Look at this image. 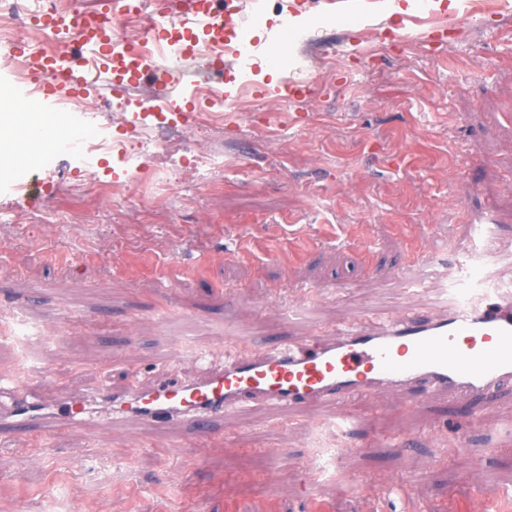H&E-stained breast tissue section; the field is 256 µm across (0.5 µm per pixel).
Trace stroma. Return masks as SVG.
<instances>
[{
    "instance_id": "1",
    "label": "stroma",
    "mask_w": 512,
    "mask_h": 512,
    "mask_svg": "<svg viewBox=\"0 0 512 512\" xmlns=\"http://www.w3.org/2000/svg\"><path fill=\"white\" fill-rule=\"evenodd\" d=\"M413 15L465 23L423 42L382 0H349L292 41L302 100L238 66L182 60L145 140L185 133L187 90L230 93L223 132L182 152L189 174L139 168L122 128L92 125L109 151L84 179V147H58L57 119L88 118L55 97L0 109V378L59 401L97 385L174 383L249 344L335 335L361 314L428 316L466 299L474 265L512 289V0H432ZM29 112L46 121L28 124ZM89 123V122H88ZM218 166L195 169L199 152ZM494 215L495 235L480 223ZM174 272L160 285L158 268ZM361 451L320 470L339 441L319 406L286 416L249 403L206 437L135 419L67 428L45 445L0 429V512H512V387L493 402L395 392L340 402ZM410 481L406 500L385 487Z\"/></svg>"
}]
</instances>
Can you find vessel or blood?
<instances>
[{
    "label": "vessel or blood",
    "mask_w": 512,
    "mask_h": 512,
    "mask_svg": "<svg viewBox=\"0 0 512 512\" xmlns=\"http://www.w3.org/2000/svg\"><path fill=\"white\" fill-rule=\"evenodd\" d=\"M262 7L263 0H224L222 21L239 39L225 43L223 55L209 60L210 72H223L230 60L241 57L243 47H250L257 60L287 44L296 33V17L309 9L310 0H287L279 28L267 43L255 44L248 26ZM111 24L104 13L80 12L71 20L78 41L86 46L90 28ZM181 54V48L169 46L148 67L153 80L167 84L169 66ZM506 385H512V291L499 288L478 294L464 306H441L427 320L410 315L361 319L327 340L278 343L257 354L236 352L220 372L149 390L93 387L74 400L36 409L21 389L5 387L0 389V422L16 417L35 422L45 437L105 414L115 420L133 416L149 424L184 421L201 426L213 415L240 411L248 401L288 412L387 390L410 400L421 390L490 400Z\"/></svg>",
    "instance_id": "1"
}]
</instances>
